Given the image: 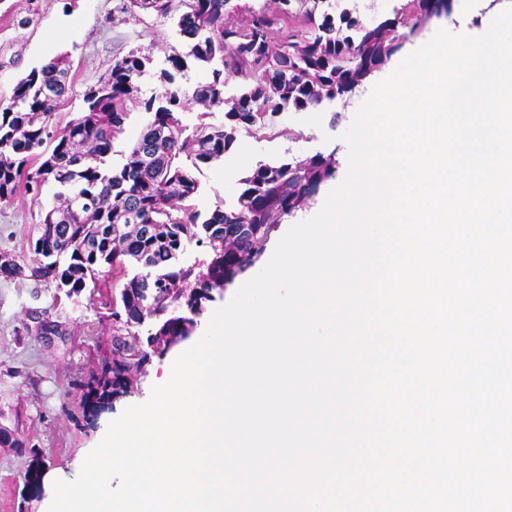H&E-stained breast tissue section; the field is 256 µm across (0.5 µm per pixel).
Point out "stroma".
<instances>
[{"mask_svg": "<svg viewBox=\"0 0 512 512\" xmlns=\"http://www.w3.org/2000/svg\"><path fill=\"white\" fill-rule=\"evenodd\" d=\"M123 0H38L39 20L29 27L17 21L26 0H0V48L20 52L18 68L0 70V99L8 98L21 73L45 59L66 56L72 84L51 124L61 128L79 115L84 93L112 67L115 58L136 51L161 68L170 55L183 52L184 42L172 17L123 11ZM512 6V0H452L448 13L419 23L416 29L398 26L400 53L425 44L439 29L474 32L492 11ZM364 100L363 92L323 104L306 112H283L264 127L243 131L223 162L201 168L196 209L204 214L231 206L244 170L260 162H274L316 153L334 154L336 172L324 182L307 209L290 216L297 223L321 210L329 192L344 179L349 149L341 135ZM55 189L44 186L40 196L21 192L0 203V253L32 259L44 209ZM68 297L54 283L31 277H0V429L11 432L13 444H0V512H40L42 496L27 484L32 457L44 470L71 476L70 463L93 438L117 419L120 410L137 404L149 391L163 363L154 358L134 393L98 417H88L84 385L110 348L112 320L107 284Z\"/></svg>", "mask_w": 512, "mask_h": 512, "instance_id": "35a3bbf8", "label": "stroma"}]
</instances>
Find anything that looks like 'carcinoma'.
I'll return each instance as SVG.
<instances>
[{
  "instance_id": "carcinoma-1",
  "label": "carcinoma",
  "mask_w": 512,
  "mask_h": 512,
  "mask_svg": "<svg viewBox=\"0 0 512 512\" xmlns=\"http://www.w3.org/2000/svg\"><path fill=\"white\" fill-rule=\"evenodd\" d=\"M232 2L182 0L175 22L185 52L153 73L157 87L141 101L149 122L117 167L113 145L125 134L128 103L139 99L149 58L131 51L116 59L85 94L83 112L57 133L49 122L70 89L65 60L30 69L0 103V202L22 188H56L34 243L35 264L18 261L6 278H43L71 296L97 283L104 267L123 277L112 297V356L85 384L83 405L92 413L134 393L152 358L192 335L204 304L250 269L281 220L333 176L336 159L319 153L260 163L239 179L235 204L206 217L193 205L195 172L223 159L240 131L265 125L269 112H301L352 94L399 49L390 32L407 22L398 15L366 24L334 6L299 13L305 0H278L276 13L253 14L241 27L226 19L238 9ZM441 2L409 0L410 12L428 18ZM129 5L173 12V0ZM191 66L209 75L189 92L176 73ZM232 78L240 89L227 97ZM192 104L224 105V121L185 135L181 114ZM185 151L188 165L179 161ZM192 242L207 248V258L183 264ZM129 264L139 272L128 274Z\"/></svg>"
}]
</instances>
